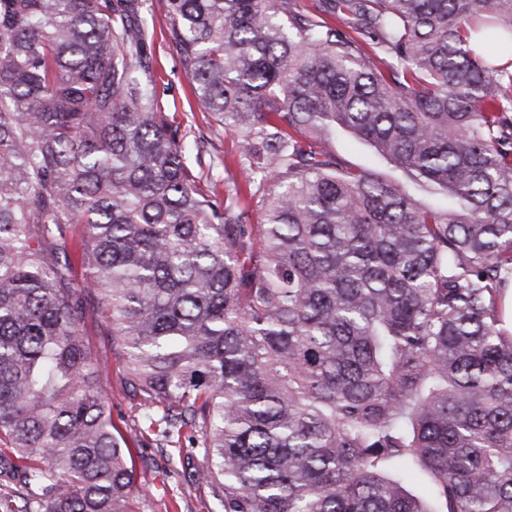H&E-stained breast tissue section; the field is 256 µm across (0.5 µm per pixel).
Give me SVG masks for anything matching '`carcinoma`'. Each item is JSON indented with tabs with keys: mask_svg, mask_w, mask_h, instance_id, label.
<instances>
[{
	"mask_svg": "<svg viewBox=\"0 0 512 512\" xmlns=\"http://www.w3.org/2000/svg\"><path fill=\"white\" fill-rule=\"evenodd\" d=\"M145 2L0 0V512H139L156 429L208 512H512V0H167L222 200ZM145 6L150 25L153 22L156 33L152 65L162 79L158 90L165 111L178 112L176 116L178 120L183 119V126H192V135H202L212 142L209 150L213 153L215 163L211 162L209 177L211 181L218 182L220 197L224 199L227 186L224 184L227 177L224 162L234 174L239 162L237 135L230 128L219 127L211 115L201 112L195 103L191 85L179 67L176 52L161 35L165 22L166 0H147ZM335 148L352 165L371 169L373 173L381 176L389 177L393 174L389 165L375 160L369 146L354 141L345 134L336 136ZM97 324L100 325V319L97 320L95 312L91 310L87 314V329L91 349L96 355L107 359L106 371L110 385L109 395L112 401V417L115 421L121 416L129 423L132 413L131 407L136 403L132 396L123 391L124 363L119 358L112 355V340L110 336H100Z\"/></svg>",
	"mask_w": 512,
	"mask_h": 512,
	"instance_id": "obj_1",
	"label": "carcinoma"
}]
</instances>
